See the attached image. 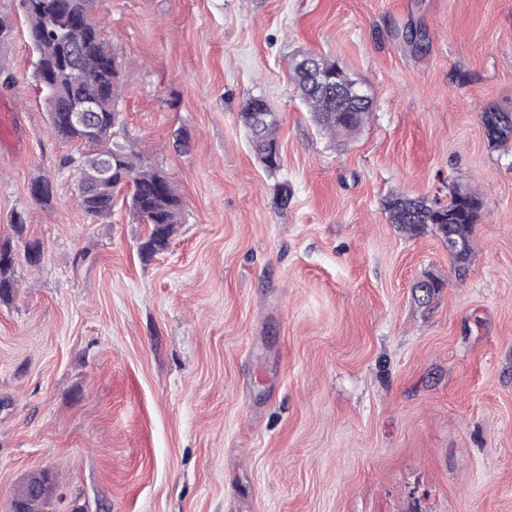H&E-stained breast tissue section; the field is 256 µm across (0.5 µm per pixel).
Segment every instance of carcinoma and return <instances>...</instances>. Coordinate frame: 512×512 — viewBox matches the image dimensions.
<instances>
[{
    "label": "carcinoma",
    "mask_w": 512,
    "mask_h": 512,
    "mask_svg": "<svg viewBox=\"0 0 512 512\" xmlns=\"http://www.w3.org/2000/svg\"><path fill=\"white\" fill-rule=\"evenodd\" d=\"M96 0H21L27 35L37 60L34 79L48 107L51 133L61 141L78 140L91 151L84 160H112V178L99 183L86 170L80 172L78 191L83 212L100 218L108 215L118 192L131 189L129 211L139 224L151 226L149 246L163 247L181 223L180 200L171 178L137 153L124 135L119 101L124 88L120 65L102 37L94 18ZM325 81L318 82L314 72ZM291 78L303 103L332 138L348 137L366 123L372 103L355 97L353 80L338 63L304 53L291 66ZM91 98L97 117L90 126L71 120L70 105ZM241 117L250 130V140L260 163L270 172L280 167L273 150L278 146L277 121L261 98H250ZM485 132L493 144L512 141V112L494 106L482 114ZM388 217L399 231L418 235L432 225L443 240L452 235L463 243L450 251L458 262L471 254L473 225L480 201L469 189L454 187L448 203L439 209L425 200L393 196L385 203ZM16 255L10 241L0 243V299L12 297L15 288Z\"/></svg>",
    "instance_id": "cac0c4a2"
}]
</instances>
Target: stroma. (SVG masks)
I'll return each mask as SVG.
<instances>
[{
    "mask_svg": "<svg viewBox=\"0 0 512 512\" xmlns=\"http://www.w3.org/2000/svg\"><path fill=\"white\" fill-rule=\"evenodd\" d=\"M95 17L127 136L183 222L151 254L124 202L83 213L20 0H0V102L23 132L0 142L18 256L0 512L35 472L65 512H512V149L482 123L512 112V0H96ZM305 52L372 101L348 142L296 94ZM252 97L277 119L273 173L240 118ZM457 186L481 202L462 264L384 206ZM427 273L444 286L424 304Z\"/></svg>",
    "mask_w": 512,
    "mask_h": 512,
    "instance_id": "obj_1",
    "label": "stroma"
}]
</instances>
